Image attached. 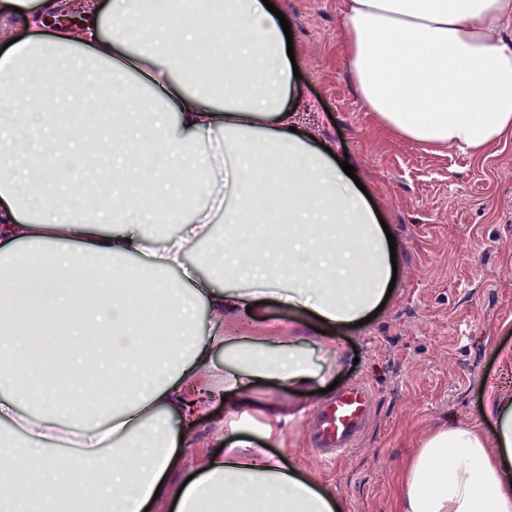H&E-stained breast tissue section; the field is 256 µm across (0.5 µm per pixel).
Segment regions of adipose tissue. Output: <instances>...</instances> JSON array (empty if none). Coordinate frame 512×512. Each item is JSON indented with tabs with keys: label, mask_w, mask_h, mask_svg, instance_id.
Masks as SVG:
<instances>
[{
	"label": "adipose tissue",
	"mask_w": 512,
	"mask_h": 512,
	"mask_svg": "<svg viewBox=\"0 0 512 512\" xmlns=\"http://www.w3.org/2000/svg\"><path fill=\"white\" fill-rule=\"evenodd\" d=\"M55 8L0 0L27 33L0 53V95L24 101L0 106V420L17 428L0 438V512H54L65 480L93 488L88 512H147L223 396L224 450L197 456L176 512H342L317 477L257 446L277 441L288 410L252 387L323 388L339 365L314 364L313 351L380 306L392 263L374 208L303 124L279 19L262 0H223L224 37L206 42L152 0H84L76 25L50 31ZM510 20L512 0H343L339 48L381 127L481 156L512 137ZM214 50L223 91L190 87ZM88 100L111 105L109 125L90 123ZM71 163L112 176L57 193ZM260 182L288 197L273 244L252 204ZM93 265L97 299L78 289ZM269 298L318 335H229ZM49 336L72 340L63 393L35 357ZM65 435L89 456L48 457ZM395 493L399 512H512V390L487 398L482 424L419 437Z\"/></svg>",
	"instance_id": "obj_1"
}]
</instances>
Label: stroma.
I'll return each mask as SVG.
<instances>
[{
  "mask_svg": "<svg viewBox=\"0 0 512 512\" xmlns=\"http://www.w3.org/2000/svg\"><path fill=\"white\" fill-rule=\"evenodd\" d=\"M292 31L317 136L346 152L396 244V283L369 323L317 351L339 358L340 386L369 382L374 424L348 457L325 463L306 417L324 394L269 382L257 394L293 406L272 452L313 472L345 512H396L395 478L414 440L441 421L477 424L512 351V140L477 158L382 130L337 52L341 0H277Z\"/></svg>",
  "mask_w": 512,
  "mask_h": 512,
  "instance_id": "1",
  "label": "stroma"
}]
</instances>
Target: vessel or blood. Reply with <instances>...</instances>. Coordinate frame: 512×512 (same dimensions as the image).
Returning <instances> with one entry per match:
<instances>
[{"label":"vessel or blood","instance_id":"obj_1","mask_svg":"<svg viewBox=\"0 0 512 512\" xmlns=\"http://www.w3.org/2000/svg\"><path fill=\"white\" fill-rule=\"evenodd\" d=\"M373 399L370 385L359 380L314 412L311 441L325 461H338L355 449L371 420Z\"/></svg>","mask_w":512,"mask_h":512}]
</instances>
